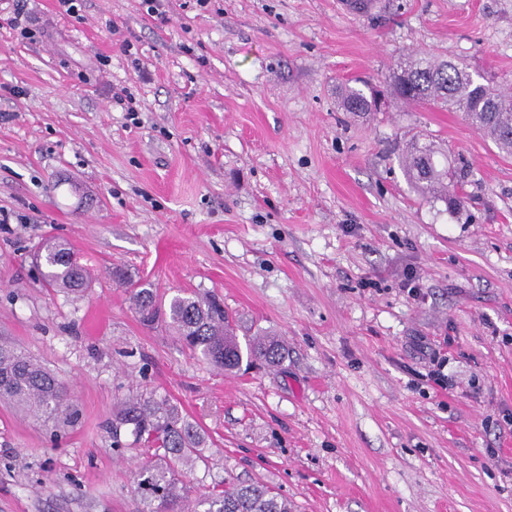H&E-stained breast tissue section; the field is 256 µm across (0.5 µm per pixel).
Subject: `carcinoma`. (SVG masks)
Listing matches in <instances>:
<instances>
[{"label":"carcinoma","instance_id":"obj_1","mask_svg":"<svg viewBox=\"0 0 512 512\" xmlns=\"http://www.w3.org/2000/svg\"><path fill=\"white\" fill-rule=\"evenodd\" d=\"M393 103L414 102L446 106L465 113L469 123L489 137L500 149L512 152V92L476 81L466 67L426 55L417 56L386 77L378 89L344 84L339 89L340 107L355 115L379 112L378 98ZM441 149L420 134L412 137L400 158L401 166L418 196L448 203L459 211L463 197L456 170L440 160ZM48 286L71 293L88 289L90 273L72 261L65 245H44ZM133 298L142 320L167 322L191 353L200 355L213 367L237 373L256 362L280 365L285 345L274 333L262 332L242 344L234 332L224 304L209 294L173 296L164 311L148 288H136ZM0 401L32 410L57 425L77 418L64 385L32 356L0 338ZM129 426L135 439L150 452V460L135 478L139 512H291L288 500L269 486L259 483H224L191 497V487L175 468L201 458L203 438L198 428L167 398L136 395L121 401L112 419L113 438Z\"/></svg>","mask_w":512,"mask_h":512}]
</instances>
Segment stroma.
Here are the masks:
<instances>
[{
	"mask_svg": "<svg viewBox=\"0 0 512 512\" xmlns=\"http://www.w3.org/2000/svg\"><path fill=\"white\" fill-rule=\"evenodd\" d=\"M167 16L141 0L73 16L28 0L15 25L0 11V337L78 411L56 433L0 402V512H138L146 456L126 429L114 448L112 415L146 392L204 433L197 491L512 512V155L458 112L337 99L419 54L512 90V0H168ZM417 133L461 172L460 217L410 190L398 157ZM50 241L92 273L86 292L46 286ZM135 288L216 293L240 334L275 331L288 356L224 373L145 325Z\"/></svg>",
	"mask_w": 512,
	"mask_h": 512,
	"instance_id": "35a3bbf8",
	"label": "stroma"
}]
</instances>
